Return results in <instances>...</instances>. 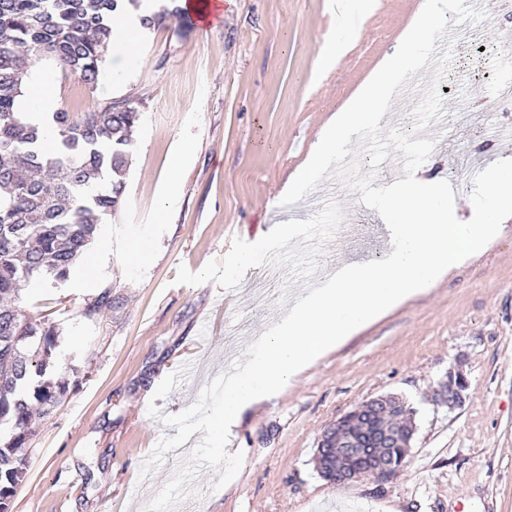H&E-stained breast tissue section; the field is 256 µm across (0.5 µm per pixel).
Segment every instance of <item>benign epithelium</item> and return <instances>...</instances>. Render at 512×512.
<instances>
[{"instance_id":"benign-epithelium-1","label":"benign epithelium","mask_w":512,"mask_h":512,"mask_svg":"<svg viewBox=\"0 0 512 512\" xmlns=\"http://www.w3.org/2000/svg\"><path fill=\"white\" fill-rule=\"evenodd\" d=\"M467 381L462 370L448 371V377L434 391L432 400L450 409L461 406L466 398ZM374 413L363 418L359 434L351 433L358 412L349 411L336 419L321 435L314 453V467L319 476L336 485H350L364 478L383 483L392 478L398 467L384 453V446L397 442L407 448L411 437L401 435L384 422L402 411L401 398L383 394L370 401ZM368 437L373 447L355 448L357 437Z\"/></svg>"}]
</instances>
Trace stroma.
Returning a JSON list of instances; mask_svg holds the SVG:
<instances>
[{"instance_id": "1", "label": "stroma", "mask_w": 512, "mask_h": 512, "mask_svg": "<svg viewBox=\"0 0 512 512\" xmlns=\"http://www.w3.org/2000/svg\"><path fill=\"white\" fill-rule=\"evenodd\" d=\"M333 0H222V17L202 27L180 0H159L169 12L144 30L128 68L104 66L96 90L76 86L54 63L31 77L52 83L58 108L91 112L124 102L140 119L133 133L123 203L106 221L112 253L91 246L69 278L25 284L21 306L58 329L52 378L68 392L52 414L37 418L25 453L29 476L11 512H146L152 497L203 437L167 452L164 465L140 478L142 462L176 428L149 415L193 404L206 384L241 356L278 316L322 284L339 260H380L391 233L358 193L334 180L296 204L282 205L291 175L321 132L351 101L386 56L395 52L425 0H373L345 56L320 77L312 71L334 32ZM512 9L489 13L456 40L443 82V109L480 111L481 141L449 124L436 137L427 167L447 179L456 163L486 168L512 139L494 125L512 116L498 102L512 83ZM188 154L170 172L179 146ZM335 197L355 223L334 236L310 282L283 278L279 297L261 302L262 270L249 268L239 288L178 285L179 267L199 271L222 258L233 238L253 242L279 223L304 220ZM119 308L84 316L103 291ZM469 388L455 409L430 401L449 369ZM181 373L165 398L154 393ZM397 393L416 411L418 432L399 472L337 486L315 471L312 457L332 422L381 394ZM242 451L238 476L216 492L202 467L201 497L176 512H512V219L482 250L431 290L399 306L327 353L278 395L248 407L229 437Z\"/></svg>"}]
</instances>
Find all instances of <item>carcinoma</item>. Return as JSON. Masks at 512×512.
Here are the masks:
<instances>
[{"label":"carcinoma","instance_id":"obj_1","mask_svg":"<svg viewBox=\"0 0 512 512\" xmlns=\"http://www.w3.org/2000/svg\"><path fill=\"white\" fill-rule=\"evenodd\" d=\"M138 0H0V355L13 365L0 378V512L11 508L28 469L22 448L35 434L32 404L49 414L66 383L41 380L53 361L56 327L23 313L19 286L65 281L94 241L98 225L120 207L140 113L108 102L76 116L53 113L60 151L42 149L46 132L30 124L21 97L29 62L49 59L95 90L112 46V13ZM117 307L105 291L88 304L92 318Z\"/></svg>","mask_w":512,"mask_h":512}]
</instances>
